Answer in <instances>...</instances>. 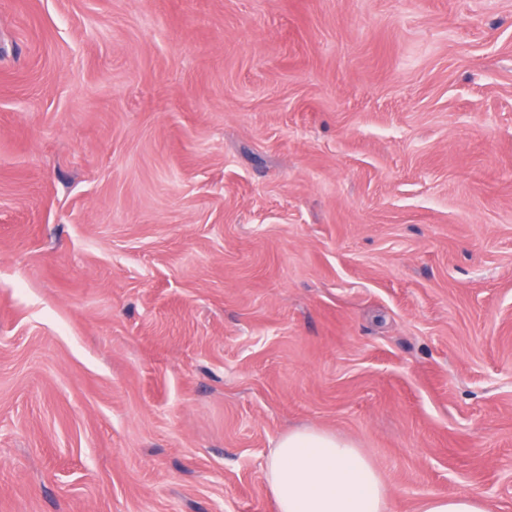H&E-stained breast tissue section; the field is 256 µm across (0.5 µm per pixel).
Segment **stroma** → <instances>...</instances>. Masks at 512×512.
<instances>
[{
	"instance_id": "stroma-1",
	"label": "stroma",
	"mask_w": 512,
	"mask_h": 512,
	"mask_svg": "<svg viewBox=\"0 0 512 512\" xmlns=\"http://www.w3.org/2000/svg\"><path fill=\"white\" fill-rule=\"evenodd\" d=\"M512 512V0H0V512ZM265 483L277 512H387L389 491L354 443L315 429L290 430L274 444ZM421 512H487V505L476 494L434 495L423 503Z\"/></svg>"
}]
</instances>
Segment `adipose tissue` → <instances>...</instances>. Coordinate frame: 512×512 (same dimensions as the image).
Wrapping results in <instances>:
<instances>
[{
    "label": "adipose tissue",
    "mask_w": 512,
    "mask_h": 512,
    "mask_svg": "<svg viewBox=\"0 0 512 512\" xmlns=\"http://www.w3.org/2000/svg\"><path fill=\"white\" fill-rule=\"evenodd\" d=\"M277 512H387L389 491L351 441L315 429L281 435L266 461Z\"/></svg>",
    "instance_id": "adipose-tissue-1"
}]
</instances>
